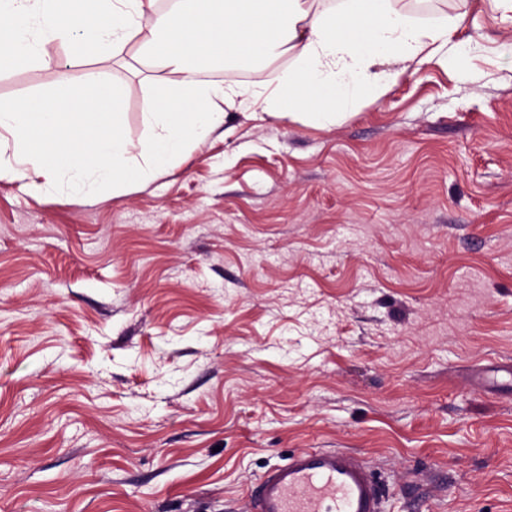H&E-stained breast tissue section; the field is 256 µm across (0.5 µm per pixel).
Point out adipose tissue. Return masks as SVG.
Masks as SVG:
<instances>
[{
	"mask_svg": "<svg viewBox=\"0 0 512 512\" xmlns=\"http://www.w3.org/2000/svg\"><path fill=\"white\" fill-rule=\"evenodd\" d=\"M155 0H0V67L34 64L46 42L86 38L78 54L110 57L136 43L164 74L147 108L149 135L134 143L122 132V95L107 87L75 90L62 83L20 107L0 108V179L32 181L38 190L81 199L104 188L122 192L146 184L176 164L186 147L210 137L226 108L304 112L333 124L361 97L385 92L400 70L429 61L447 64L463 52L453 35L464 14L425 30L394 9L391 0H176L158 14ZM282 53L293 59L270 75L265 91L197 80L217 65L240 66ZM397 71L378 70L383 60Z\"/></svg>",
	"mask_w": 512,
	"mask_h": 512,
	"instance_id": "ef3b65f1",
	"label": "adipose tissue"
}]
</instances>
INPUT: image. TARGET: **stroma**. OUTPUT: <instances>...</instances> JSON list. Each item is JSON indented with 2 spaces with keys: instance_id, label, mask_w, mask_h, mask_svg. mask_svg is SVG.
Returning <instances> with one entry per match:
<instances>
[{
  "instance_id": "stroma-1",
  "label": "stroma",
  "mask_w": 512,
  "mask_h": 512,
  "mask_svg": "<svg viewBox=\"0 0 512 512\" xmlns=\"http://www.w3.org/2000/svg\"><path fill=\"white\" fill-rule=\"evenodd\" d=\"M466 64L349 115L229 110L183 162L72 200L0 180V512H248L267 467L359 451L384 512H512V11L469 0ZM212 69L251 89L287 69ZM159 70L58 43L0 107Z\"/></svg>"
}]
</instances>
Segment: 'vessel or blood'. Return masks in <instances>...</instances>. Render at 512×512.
Wrapping results in <instances>:
<instances>
[{"instance_id":"b4317fda","label":"vessel or blood","mask_w":512,"mask_h":512,"mask_svg":"<svg viewBox=\"0 0 512 512\" xmlns=\"http://www.w3.org/2000/svg\"><path fill=\"white\" fill-rule=\"evenodd\" d=\"M389 488L363 454L306 449L274 465L249 494V512H383Z\"/></svg>"}]
</instances>
